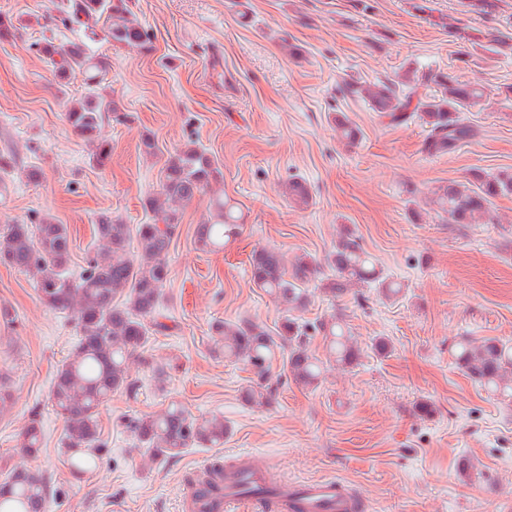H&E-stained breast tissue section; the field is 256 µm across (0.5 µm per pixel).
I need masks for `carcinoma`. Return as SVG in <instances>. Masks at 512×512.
Here are the masks:
<instances>
[{"instance_id": "carcinoma-1", "label": "carcinoma", "mask_w": 512, "mask_h": 512, "mask_svg": "<svg viewBox=\"0 0 512 512\" xmlns=\"http://www.w3.org/2000/svg\"><path fill=\"white\" fill-rule=\"evenodd\" d=\"M55 27L82 26L96 34L103 26L105 37L114 46L147 49V31L130 18L125 0H58ZM39 54L63 77L76 69L97 79L103 65L89 56L83 43L66 49L57 47L54 37H42L36 43ZM436 88L420 77L416 85L409 82L383 81L356 84L349 92L364 98L372 111L389 118L393 124L417 120L427 129L423 143L430 156L456 152L477 135L473 125L460 117L461 109L483 97V91L458 82L453 76H434ZM116 105L100 98L94 91L71 104L67 120L87 140L95 143L93 160L104 165L111 153L108 143L97 139L98 130ZM221 171L201 150L187 144L170 155L164 165L159 192L146 201L151 213L148 223L133 230L108 218L95 225V234L106 250L87 256L78 279L70 277L72 241L66 225L42 218L36 224H9L0 230V263L31 276L42 302L59 312H73L79 339L70 358L54 379L51 400L65 419L63 445L69 454L73 473L83 475L102 458L108 443L101 436L99 408L116 392L135 395L138 381L129 371V362L145 351L150 337L169 330L160 309L162 289L169 277L167 256L178 226L177 206L203 195ZM289 199L308 203L307 186L295 179L284 185ZM512 194V173L495 175L476 173L462 184L450 181L434 192L432 203L442 219L450 224H470L489 213L492 200ZM240 225L234 206L228 201L213 200L210 220L197 225L196 239L211 250L224 248L239 234ZM136 250H130L131 242ZM253 285L276 298L285 308L305 305L306 285L319 282L332 298L348 288H376L397 296L401 285L381 276L371 256L349 235H342L322 265L310 257L288 263L278 248H262L250 259ZM211 351L227 360L248 365L255 379L244 391L245 400L256 408L271 404L278 385L293 380L304 387L316 388L322 381L326 365L335 362L351 366L360 358L350 331L336 316L315 323H301L285 317L272 327L249 318L237 322L218 321L212 326ZM321 337L324 354L310 347L311 340ZM455 364L475 383L503 398L512 399V345L497 338L477 343L460 337L451 347ZM282 372L276 384L269 381L275 363ZM124 427L134 437L148 458L164 462L187 448L212 447L224 443L229 433L224 417L212 415L196 418L176 403L151 415L132 416ZM43 435L38 423H31L22 434V448L34 455L42 447ZM241 495L269 499L273 490L241 479ZM54 491L45 479L27 469L11 470L0 480V512H48Z\"/></svg>"}]
</instances>
